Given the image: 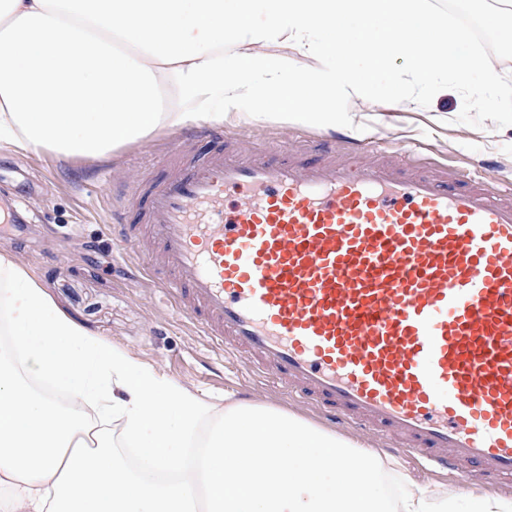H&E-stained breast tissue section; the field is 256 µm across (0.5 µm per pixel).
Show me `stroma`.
<instances>
[{"label": "stroma", "instance_id": "1", "mask_svg": "<svg viewBox=\"0 0 512 512\" xmlns=\"http://www.w3.org/2000/svg\"><path fill=\"white\" fill-rule=\"evenodd\" d=\"M431 3L467 47L512 84V46L455 0ZM409 68L408 57L392 60L379 77L377 92L337 113V131L351 134L366 149H406L424 161L461 162L490 180H512V97H500L498 111L486 112L480 102L492 89L484 82L460 87L452 83L451 73L442 72L438 78L449 86L447 94L438 96L414 84ZM395 78L417 98L416 106L393 111L382 106L380 99L391 93ZM223 129L241 135V149L247 152L267 144L275 133L303 144L328 127L314 119L286 121L247 110L225 116ZM180 135V130L161 128L89 159L0 142V211L7 215L0 223V252H9L64 313L146 368L208 396L216 414H223L229 395L324 426L317 413L225 355L223 345L177 310L139 269L134 253L114 239L115 224L136 219L131 212L116 214L124 182L139 167L159 174Z\"/></svg>", "mask_w": 512, "mask_h": 512}]
</instances>
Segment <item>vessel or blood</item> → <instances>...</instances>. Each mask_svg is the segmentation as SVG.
Listing matches in <instances>:
<instances>
[{"instance_id": "vessel-or-blood-1", "label": "vessel or blood", "mask_w": 512, "mask_h": 512, "mask_svg": "<svg viewBox=\"0 0 512 512\" xmlns=\"http://www.w3.org/2000/svg\"><path fill=\"white\" fill-rule=\"evenodd\" d=\"M180 143L120 241L207 335L330 418L512 489V192L358 142Z\"/></svg>"}]
</instances>
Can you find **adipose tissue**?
Wrapping results in <instances>:
<instances>
[{
    "mask_svg": "<svg viewBox=\"0 0 512 512\" xmlns=\"http://www.w3.org/2000/svg\"><path fill=\"white\" fill-rule=\"evenodd\" d=\"M291 51L317 69L291 66ZM406 53L421 84L487 71L429 0H0V141L100 157L246 105L332 121ZM165 83L178 108H162ZM0 321V512H459L457 487L430 491L377 453L258 405L225 406L186 465L212 404L93 337L5 253ZM35 379L64 388L67 405ZM85 404L121 421L135 463L91 431Z\"/></svg>",
    "mask_w": 512,
    "mask_h": 512,
    "instance_id": "ef3b65f1",
    "label": "adipose tissue"
}]
</instances>
